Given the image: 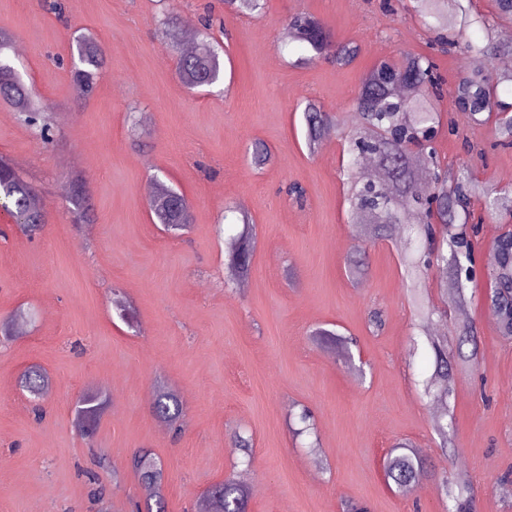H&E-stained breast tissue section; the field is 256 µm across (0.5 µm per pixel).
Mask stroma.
Returning <instances> with one entry per match:
<instances>
[{"instance_id":"obj_1","label":"stroma","mask_w":512,"mask_h":512,"mask_svg":"<svg viewBox=\"0 0 512 512\" xmlns=\"http://www.w3.org/2000/svg\"><path fill=\"white\" fill-rule=\"evenodd\" d=\"M56 19L43 0H0V27L14 34L16 64L49 104L60 134L42 143L0 103V154L35 188L47 222L28 238L0 214V512H133L143 494L129 466L141 448L167 472L165 512H198L206 490L227 475L249 487L248 512H342L344 500L370 512H446L438 484L411 496L385 483L395 445L420 449L439 473L468 476L475 512H512V337L485 304L486 256L505 226H477V278L447 320H420L407 288L406 225L371 240L354 224L343 175L344 139L363 75L386 58L434 55L451 107L469 59L434 53L430 34L401 0H266L262 16L228 15L221 0H64ZM223 18L232 79L187 90L161 35L176 16L198 32L205 12ZM320 18L360 52L340 67L299 64L287 44L291 16ZM93 32L104 66L91 97L74 91L71 38ZM341 120L309 150L307 102ZM440 129L445 164L468 163L478 184L506 187L512 146L494 123ZM271 149L263 168L251 143ZM84 182L90 221L75 222L71 174ZM180 189L193 222L174 236L155 224L145 187L152 177ZM300 185L302 199L286 194ZM253 222L248 286L227 281L225 243L239 231L226 207ZM365 245V271L348 262ZM382 326H369L371 312ZM475 327L477 368L456 369L448 399L455 448L442 453L428 420L432 332L456 341ZM49 379L46 413L35 419L18 387L29 367ZM182 402L172 436L151 400L157 384ZM107 400L92 436L74 414L79 399ZM309 409L313 434H298ZM253 437L251 465L233 446ZM106 493L91 500L86 472Z\"/></svg>"}]
</instances>
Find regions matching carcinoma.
I'll return each instance as SVG.
<instances>
[{
  "mask_svg": "<svg viewBox=\"0 0 512 512\" xmlns=\"http://www.w3.org/2000/svg\"><path fill=\"white\" fill-rule=\"evenodd\" d=\"M265 0H224L231 14H254L264 9ZM459 29L448 27V0H414L415 15L436 34L443 46H458L470 59L469 70L458 82L453 96L454 111L467 120L482 125L495 119L504 144L512 143V102L500 98L499 85L512 83V73L492 75L491 62L512 55V42L503 43L492 37L485 20L471 13L462 0H454ZM483 33L480 38L463 37L471 26ZM166 36L176 55V76L188 89L212 87L224 78V64L220 59V42L212 33L210 18H205L200 32V45L192 52L181 49L176 26L167 21ZM287 39L306 50L305 61L331 60L339 66L352 63L358 55L353 44H338L322 21L312 15L292 17L287 26ZM12 35L0 29V102L17 112L20 121L35 129L41 138L52 141L56 133L48 116L49 107L28 89L23 75L9 54ZM78 62L71 70L74 83L87 98L94 93L103 64L101 44L92 37L73 38ZM404 86L417 90L415 96L405 98L398 93ZM443 97V79L432 57L407 54L400 59L382 61L363 79L354 101L358 113V127L349 140L346 153L349 160L346 175L350 184V212L357 224L370 225V236L386 237L397 224L408 223L416 212L421 222L413 224L410 232L420 253L408 265L407 275L412 285L429 267L445 269L446 279L437 283L442 297L453 290L464 296L465 283L476 277L474 250L468 233L474 198L483 197L488 214L507 217L512 221V190L492 192L479 188L470 168L461 166L453 178H448L436 148L437 128L441 122L438 102ZM304 121L309 143L316 144L328 129L333 117L316 104L307 103ZM371 157L378 171L373 178L361 172V160ZM36 193L30 183L17 173L12 164L0 158V209L15 216L16 223L30 236L42 230L47 214L34 199ZM149 208L155 223L169 231L183 229L192 223V209L183 193L155 179V192ZM243 229L228 241V280L238 282L249 276L253 260V244L249 238L250 218L241 214ZM497 260L490 276L487 306L496 319L500 331L512 336V232L498 237L493 243ZM471 346L464 351V346ZM434 370L430 378L432 396L445 402L450 393L454 370L459 364L478 365L477 340L472 326L463 325L454 350H448L444 337L431 340ZM47 376L36 368L22 375L21 387L40 399L47 387ZM104 406L99 396H90L75 409L77 421L90 430ZM152 409L155 415L175 432L181 427V401L172 390H156ZM144 490L145 512H163L164 471L152 453L141 449L130 460ZM384 478L401 492L410 494L424 479L434 477L420 452L406 446L401 451H390L383 463ZM445 496L453 498L454 508L448 512H471L470 499L463 496L468 486H460V494H453L448 476L438 478ZM248 488L231 475L210 488L206 497L210 512H246Z\"/></svg>",
  "mask_w": 512,
  "mask_h": 512,
  "instance_id": "cac0c4a2",
  "label": "carcinoma"
}]
</instances>
